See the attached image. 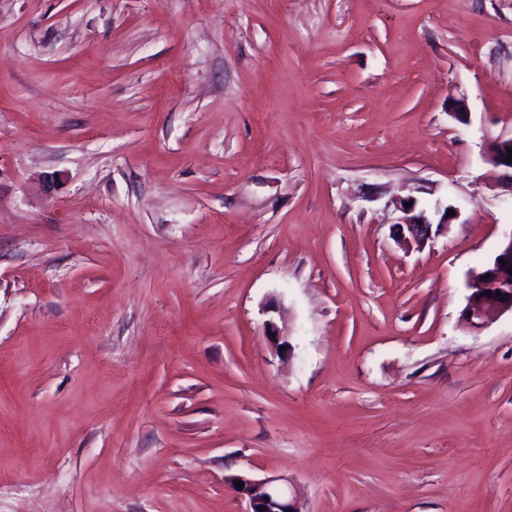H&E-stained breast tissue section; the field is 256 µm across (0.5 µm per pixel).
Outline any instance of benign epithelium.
<instances>
[{"label": "benign epithelium", "mask_w": 512, "mask_h": 512, "mask_svg": "<svg viewBox=\"0 0 512 512\" xmlns=\"http://www.w3.org/2000/svg\"><path fill=\"white\" fill-rule=\"evenodd\" d=\"M512 149V137L496 138L487 144L485 159L490 165L501 171V176L512 181V162L508 159V150ZM409 206H404V203ZM397 210L403 217L397 222L398 240L424 245L432 236V231H441L450 224L453 217L442 213L437 223H432L424 212H416V200L408 196L397 202ZM506 265H501V262ZM470 290L468 303L464 309V318L472 327L480 329L486 326L493 313L502 315L512 313V230L503 234V239L494 259L485 268V275L469 278ZM243 482L244 487L238 493L247 500L245 512H305L300 499L290 488L282 484L280 477H268L261 481L246 477H234L232 482ZM266 510H260V507Z\"/></svg>", "instance_id": "obj_1"}]
</instances>
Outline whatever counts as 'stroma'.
<instances>
[{
  "mask_svg": "<svg viewBox=\"0 0 512 512\" xmlns=\"http://www.w3.org/2000/svg\"><path fill=\"white\" fill-rule=\"evenodd\" d=\"M498 136L512 0H0V512H512ZM404 202L411 203V206L405 207ZM396 208L404 214L399 218L395 225L399 227L398 240L403 242H413L417 246L424 245L432 236V223L423 211L415 213L416 200L408 196L396 203ZM504 259L506 266L501 265ZM512 230L503 239L494 259L488 263L481 277H469L467 288L471 291L464 309V318L472 327L484 328L491 313L512 314ZM487 274L491 277L486 278ZM491 291V294H487ZM504 298V301H501ZM241 480L244 484L242 489L236 487V482ZM281 481L280 477H268L261 481L251 480L243 476L232 478V484L238 493L244 495L247 500V508L244 512H306L303 504L290 488ZM268 498V501H265ZM260 506L266 510H260Z\"/></svg>",
  "mask_w": 512,
  "mask_h": 512,
  "instance_id": "1",
  "label": "stroma"
}]
</instances>
